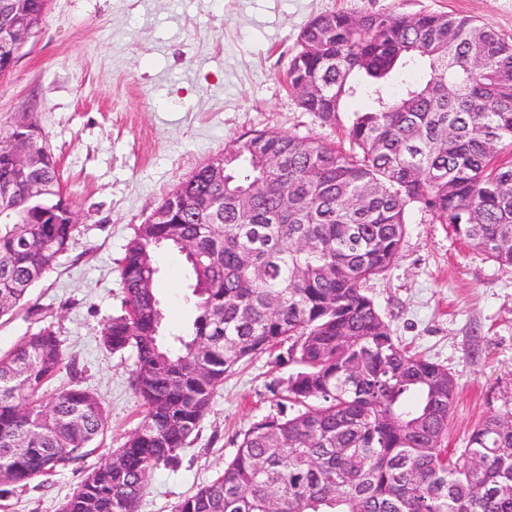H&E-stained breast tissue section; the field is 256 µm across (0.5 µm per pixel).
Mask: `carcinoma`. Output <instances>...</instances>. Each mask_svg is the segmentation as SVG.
I'll list each match as a JSON object with an SVG mask.
<instances>
[{"label":"carcinoma","instance_id":"1","mask_svg":"<svg viewBox=\"0 0 512 512\" xmlns=\"http://www.w3.org/2000/svg\"><path fill=\"white\" fill-rule=\"evenodd\" d=\"M46 19L47 0H7ZM287 78L303 109L349 117L338 145L274 130L230 141L138 226L120 262L124 310L102 331L135 355L145 416L119 456L86 474L60 512H137L174 467L224 376L289 341L278 409L252 423L216 478L176 512H512V411L442 448L456 395L444 366L411 353L364 292L399 256L412 213L512 266V40L448 13L335 12L302 31ZM274 155L280 163L269 166ZM224 160V178L213 166ZM56 158L27 116L0 127V319L28 305L77 231ZM192 244L195 317L165 334L157 246ZM64 351L44 324L0 354V487L49 480L104 434L98 397L40 392Z\"/></svg>","mask_w":512,"mask_h":512}]
</instances>
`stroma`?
Masks as SVG:
<instances>
[{
  "instance_id": "35a3bbf8",
  "label": "stroma",
  "mask_w": 512,
  "mask_h": 512,
  "mask_svg": "<svg viewBox=\"0 0 512 512\" xmlns=\"http://www.w3.org/2000/svg\"><path fill=\"white\" fill-rule=\"evenodd\" d=\"M390 9L468 16L512 38V0H48L41 32L0 76V125L25 114L37 122L78 214L69 250L30 303L75 367L55 387L96 393L107 429L51 484L34 481L0 499V512H59L144 416L129 384L134 353L101 342L122 308L120 261L139 224L230 139L271 129L338 141L340 124L306 112L288 87L299 36L320 14ZM155 262L174 332L194 315L186 268L169 250ZM367 293L402 345L453 375L449 448L464 447L479 420L512 405V266L487 259L447 225L415 218L396 262ZM296 370L282 346L236 367L179 465L151 473L138 512H174L216 477L251 423L276 411Z\"/></svg>"
}]
</instances>
